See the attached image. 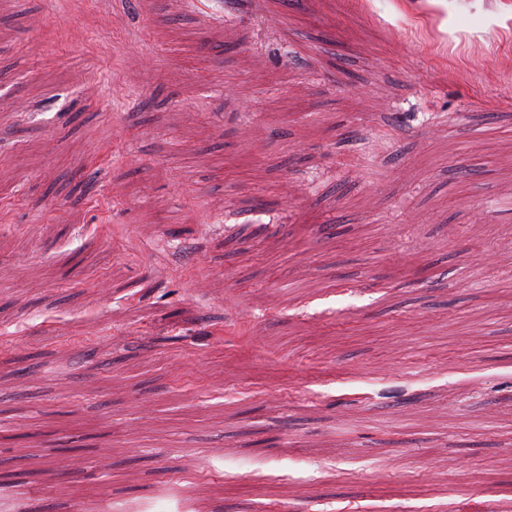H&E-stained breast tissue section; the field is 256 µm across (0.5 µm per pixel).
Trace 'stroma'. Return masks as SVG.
<instances>
[{
  "mask_svg": "<svg viewBox=\"0 0 512 512\" xmlns=\"http://www.w3.org/2000/svg\"><path fill=\"white\" fill-rule=\"evenodd\" d=\"M188 2L0 8V512H512V0Z\"/></svg>",
  "mask_w": 512,
  "mask_h": 512,
  "instance_id": "obj_1",
  "label": "stroma"
}]
</instances>
